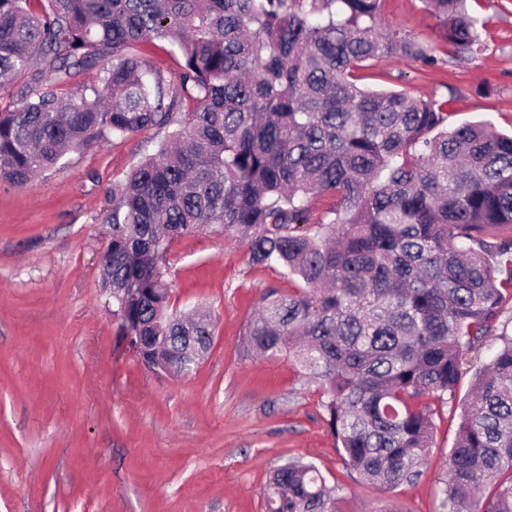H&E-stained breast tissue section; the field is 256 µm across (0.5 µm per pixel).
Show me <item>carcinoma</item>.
Instances as JSON below:
<instances>
[{
	"mask_svg": "<svg viewBox=\"0 0 512 512\" xmlns=\"http://www.w3.org/2000/svg\"><path fill=\"white\" fill-rule=\"evenodd\" d=\"M383 2L0 0V92L19 77L29 89L0 108V179L23 188L68 151L174 127L112 189L100 260L136 355L165 373L195 368L213 333L169 309V246L211 224L246 238L253 264L294 283L262 295L248 349L285 353L318 381L345 464L390 491L418 480L466 355L497 339L438 485L443 512H512V135L487 121L450 130L442 102L357 84L386 54L436 62L381 31ZM425 2L446 53L473 55L467 0ZM154 39L181 56L171 80L136 52ZM319 193L336 206L309 228ZM335 503L300 458L264 491L265 512Z\"/></svg>",
	"mask_w": 512,
	"mask_h": 512,
	"instance_id": "cac0c4a2",
	"label": "carcinoma"
}]
</instances>
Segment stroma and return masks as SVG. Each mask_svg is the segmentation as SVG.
<instances>
[{"label":"stroma","mask_w":512,"mask_h":512,"mask_svg":"<svg viewBox=\"0 0 512 512\" xmlns=\"http://www.w3.org/2000/svg\"><path fill=\"white\" fill-rule=\"evenodd\" d=\"M470 9L480 46L459 62L443 54L423 0H385V29L437 62L385 56L362 69V85L445 102L452 127L488 120L511 133L512 0ZM168 134L67 153L26 188L0 180V512H264L270 468L293 457L341 486L337 512H440L437 478L461 402L496 343L468 356L455 400L437 410L421 477L386 492L345 466L318 383L288 356L245 352L262 293L290 287L279 269L250 263L246 239L213 225L169 247L171 305L202 306L214 325L189 375L149 370L122 342L99 268L112 187Z\"/></svg>","instance_id":"1"}]
</instances>
